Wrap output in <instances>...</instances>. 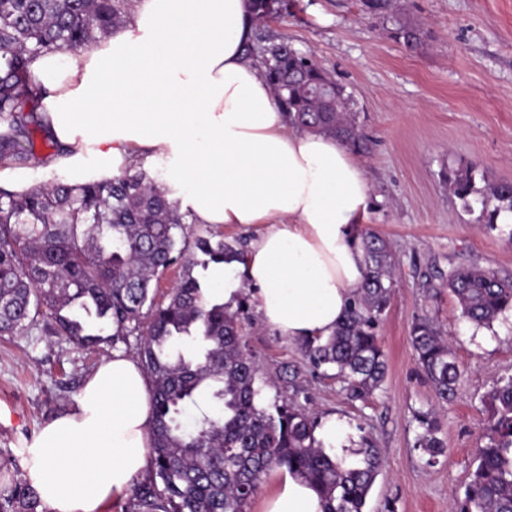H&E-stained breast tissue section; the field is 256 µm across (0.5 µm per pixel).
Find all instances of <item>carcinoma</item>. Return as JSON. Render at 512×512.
Instances as JSON below:
<instances>
[{"instance_id": "carcinoma-1", "label": "carcinoma", "mask_w": 512, "mask_h": 512, "mask_svg": "<svg viewBox=\"0 0 512 512\" xmlns=\"http://www.w3.org/2000/svg\"><path fill=\"white\" fill-rule=\"evenodd\" d=\"M250 20L288 13L289 4L246 0ZM126 0H0V164L39 168L63 153L39 112L29 63L43 53L86 51L125 22ZM396 39L422 45L420 31L390 15ZM264 78L279 105L302 128L333 135L357 154L368 150L343 85L288 42L258 48ZM41 136L44 150L35 147ZM448 188L479 221L496 228L512 211V183L475 186L474 169L448 176ZM496 201L489 208L490 201ZM179 202L144 169L110 179L70 184L56 178L22 194L0 188V336L41 327L77 348L140 337L137 357L151 385L153 439L149 474L133 483L120 512H246L273 467L305 480L323 512H364L382 468L367 439L348 463L317 441L314 417L293 404L259 405V372L243 351L239 325L224 302L194 275L224 262V240L181 238ZM366 276L336 332L300 343L313 369L335 370L347 399L364 400L384 382L387 363L376 329L394 288V258L378 232H359ZM180 267L166 298L161 277ZM442 283L461 316L491 327L512 311V277L476 267H453ZM410 340L438 400H452L461 371L434 323L415 322ZM489 421L463 497L454 512H512V377L488 395ZM415 447L444 452L438 420L418 418ZM0 512H46L35 490L0 464Z\"/></svg>"}]
</instances>
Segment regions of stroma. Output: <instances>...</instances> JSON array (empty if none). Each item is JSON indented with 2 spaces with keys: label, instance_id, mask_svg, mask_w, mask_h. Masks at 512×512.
<instances>
[{
  "label": "stroma",
  "instance_id": "stroma-1",
  "mask_svg": "<svg viewBox=\"0 0 512 512\" xmlns=\"http://www.w3.org/2000/svg\"><path fill=\"white\" fill-rule=\"evenodd\" d=\"M288 15L256 24L285 40L343 84L371 141L361 155L372 186L366 221L398 261L395 288L377 334L387 374L366 400L349 401L333 373L312 370L299 341L266 325L250 292L237 315L244 351L264 382L261 405L292 403L316 419L334 417L354 455L362 437L378 448L382 471L365 512H450L469 481L487 428L485 397L512 376V315L478 335L447 289L424 281L449 266L512 275V226L488 230L448 189L453 171L474 167L475 185L512 182V0H391V13L420 29L407 49L388 20L361 0H292ZM429 318L447 336L462 370L456 397L436 399L409 340ZM138 339L76 349L36 330L0 337V462L22 463L25 448L53 415L73 404L83 382L113 351L135 355ZM434 412L445 453L416 448L419 414Z\"/></svg>",
  "mask_w": 512,
  "mask_h": 512
}]
</instances>
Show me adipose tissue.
<instances>
[{
  "instance_id": "obj_1",
  "label": "adipose tissue",
  "mask_w": 512,
  "mask_h": 512,
  "mask_svg": "<svg viewBox=\"0 0 512 512\" xmlns=\"http://www.w3.org/2000/svg\"><path fill=\"white\" fill-rule=\"evenodd\" d=\"M252 27L245 0H133L94 49L35 56L29 71L50 132L73 148L55 168L83 182L146 151L168 158L196 223L259 228L243 259L212 269L225 306L247 289L281 335L325 338L365 277L371 188L350 149L291 124L246 55ZM152 427L139 360L114 352L26 448L25 475L47 512H105L148 473ZM265 512L322 503L288 474Z\"/></svg>"
}]
</instances>
